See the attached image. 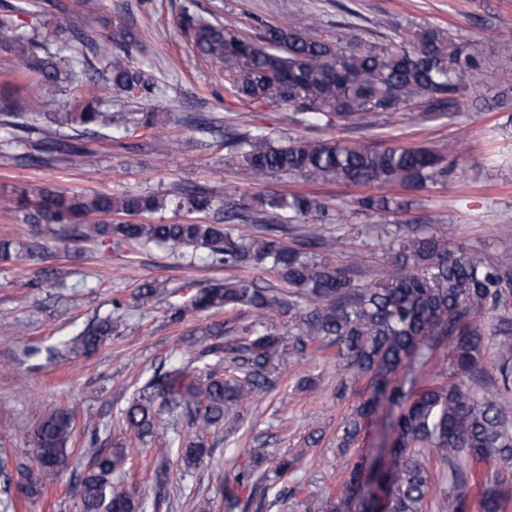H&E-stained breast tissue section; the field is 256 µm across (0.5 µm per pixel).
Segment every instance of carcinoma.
<instances>
[{
	"mask_svg": "<svg viewBox=\"0 0 512 512\" xmlns=\"http://www.w3.org/2000/svg\"><path fill=\"white\" fill-rule=\"evenodd\" d=\"M195 51L224 72L231 95L254 105L277 104L292 110L294 123L306 128L369 130L410 106L435 117L468 110L484 61L467 52L449 32L426 26L378 45L358 37L335 34L320 21L268 25L257 38L240 34L238 21L192 26ZM36 37L7 19H0V59L9 72L33 78L28 87L18 81L0 86V126L13 130L0 143V156L18 165H44L60 157L72 166L88 162V139L112 128V113L93 97L79 112H55L53 122L75 133L68 135L38 124L48 101L41 87L58 78L55 62L31 51ZM106 82L117 91L135 94L138 86L132 59L126 53L104 56ZM231 161L247 167L254 179L273 171L291 176L330 178L351 186H399L407 190L437 184L448 177L445 157L425 148L387 143L366 144L334 137L290 138L273 143L249 131L225 134ZM369 218L408 206L384 194L353 199ZM172 205L189 213L206 211L210 200L201 192L180 193L172 199L151 194H70L43 187L35 200L22 195L16 208L23 223L37 230L47 225L64 244L111 243L120 246L154 244L209 250L216 265L246 270L267 265L284 287H260L248 275H236L192 296L196 311L237 312L231 333L213 331L202 351L215 362L193 368H158L145 384V394L122 410V421L134 437L156 441V453H177L185 469L198 466L210 453L203 432L224 429L233 436L259 398L279 377L283 360L306 358L313 350L336 348L325 361L343 367L355 378L369 377L370 395L346 416L337 448L346 451L364 423L385 404L392 409L395 438L390 464L377 472L385 495L371 503L376 512H424L432 498L437 512H472L471 489L481 485L479 512H504L509 491L492 466L512 461V429L498 395L512 392V262L486 261L461 247H452L453 225L435 235L426 224L404 231L395 262L366 284L354 269L338 266L329 255L333 238L324 221L329 207L315 196L282 191L242 199L229 206L224 221L240 225L193 221L183 224L145 223L138 218ZM123 214L133 220L112 221ZM299 232V247L284 236ZM256 227L258 232L250 231ZM47 246L37 240H0L1 261L37 262ZM159 287L145 282L137 290L141 307L154 305ZM277 311L292 319L283 336L269 324ZM499 338L493 373L484 365L488 346L486 322ZM112 335V317L99 319L66 341L76 355H89ZM451 372H439L430 382L418 374L443 347ZM486 384L496 397L476 398L473 388ZM164 412L183 419L195 437L159 431ZM76 418L68 407L45 416L33 431L29 459L0 456L5 477L0 512H10L11 488L29 498L41 495L45 480L68 468L69 445ZM250 463L224 480L225 512H249L266 506L268 482L288 478L301 458H283L271 471H259L264 457L243 448ZM129 451L96 449L88 469L74 486L79 512H136L130 496L112 487V477L124 473ZM365 462L353 464L339 495L314 497L309 512H354Z\"/></svg>",
	"mask_w": 512,
	"mask_h": 512,
	"instance_id": "obj_1",
	"label": "carcinoma"
}]
</instances>
